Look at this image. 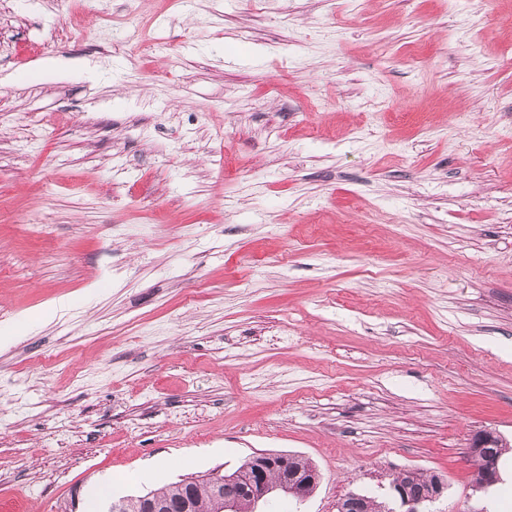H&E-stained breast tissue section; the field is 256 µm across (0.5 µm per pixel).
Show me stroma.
<instances>
[{
  "label": "stroma",
  "instance_id": "35a3bbf8",
  "mask_svg": "<svg viewBox=\"0 0 512 512\" xmlns=\"http://www.w3.org/2000/svg\"><path fill=\"white\" fill-rule=\"evenodd\" d=\"M509 15L0 0V512L260 451L321 474L290 512H512L468 452L512 448ZM500 438L496 433L488 430L476 432L472 435L469 443V453L474 462L484 474V483L479 488H486L494 485L498 480V461L505 446L499 447ZM497 448V452L495 450ZM474 466V482L482 479L480 469ZM410 472L411 470L400 472L390 482L392 501L402 509L399 512H419L423 504L438 500L447 489V481L442 475L432 474L422 481L424 475L415 472L416 479L422 481L419 483L412 476L404 479Z\"/></svg>",
  "mask_w": 512,
  "mask_h": 512
}]
</instances>
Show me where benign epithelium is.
Here are the masks:
<instances>
[{"instance_id":"benign-epithelium-1","label":"benign epithelium","mask_w":512,"mask_h":512,"mask_svg":"<svg viewBox=\"0 0 512 512\" xmlns=\"http://www.w3.org/2000/svg\"><path fill=\"white\" fill-rule=\"evenodd\" d=\"M500 438L488 430L476 432L469 443V453L484 474L483 487H490L498 480L499 457L496 448ZM409 471L395 475L390 482L391 497L400 512H419L425 503H432L443 496L447 489L446 479L432 474L427 480L418 482L406 478ZM210 483L213 494L225 502L226 509L233 507L237 498L246 494L253 503L266 502L274 496L303 502L318 487L321 474L312 467L302 469L294 464V457L288 453L256 452L250 456L239 470L231 474L218 471L203 477ZM143 512H194L195 501L192 493L173 503H163L141 497ZM336 512H365L362 495L350 493L337 505Z\"/></svg>"}]
</instances>
